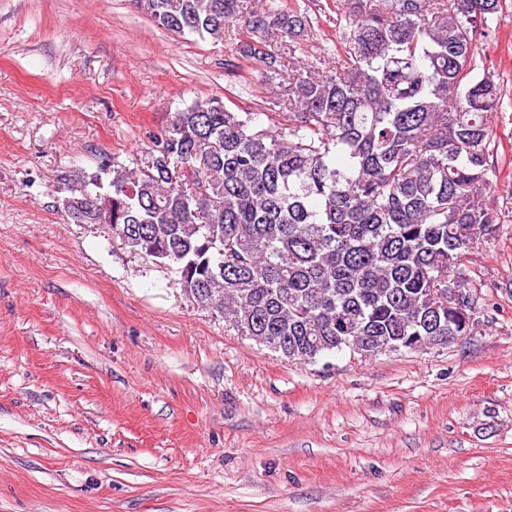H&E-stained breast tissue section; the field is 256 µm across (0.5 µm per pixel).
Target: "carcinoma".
<instances>
[{
  "label": "carcinoma",
  "instance_id": "carcinoma-1",
  "mask_svg": "<svg viewBox=\"0 0 512 512\" xmlns=\"http://www.w3.org/2000/svg\"><path fill=\"white\" fill-rule=\"evenodd\" d=\"M131 2L202 41L224 40L247 12L235 52L280 82L254 112L196 102L148 134L141 157L57 171L55 208L123 227L130 251L175 265L199 308L257 342L275 337L290 360L456 341L448 273L499 233L482 191L503 88L477 55L503 0H378L356 14L336 0L341 67L326 50L293 57L325 33L282 0ZM268 103L288 105L274 135L255 124Z\"/></svg>",
  "mask_w": 512,
  "mask_h": 512
}]
</instances>
